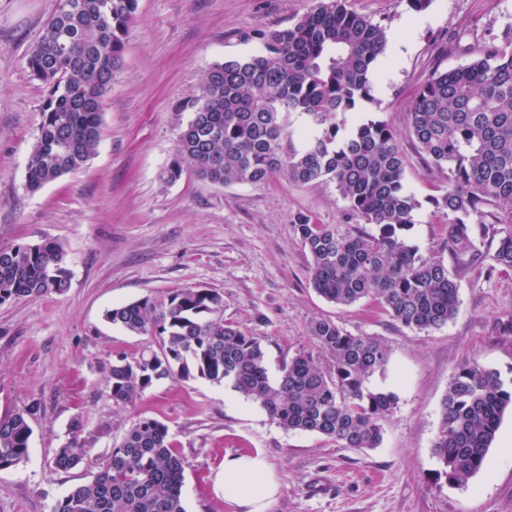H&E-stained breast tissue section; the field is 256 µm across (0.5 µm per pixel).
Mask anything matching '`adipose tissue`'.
<instances>
[{
  "instance_id": "obj_1",
  "label": "adipose tissue",
  "mask_w": 512,
  "mask_h": 512,
  "mask_svg": "<svg viewBox=\"0 0 512 512\" xmlns=\"http://www.w3.org/2000/svg\"><path fill=\"white\" fill-rule=\"evenodd\" d=\"M224 499L236 512H269L280 482L262 454L228 455L218 476Z\"/></svg>"
}]
</instances>
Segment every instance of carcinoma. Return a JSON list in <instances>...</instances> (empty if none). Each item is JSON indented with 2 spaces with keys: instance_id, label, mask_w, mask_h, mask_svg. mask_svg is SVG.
<instances>
[{
  "instance_id": "obj_1",
  "label": "carcinoma",
  "mask_w": 512,
  "mask_h": 512,
  "mask_svg": "<svg viewBox=\"0 0 512 512\" xmlns=\"http://www.w3.org/2000/svg\"><path fill=\"white\" fill-rule=\"evenodd\" d=\"M136 9L137 0H61L42 28L26 60L47 88L27 164L30 191L81 169L94 155ZM259 40V53L213 64L187 100L189 117L165 170L167 181L189 168L215 184H260L280 171L299 185L334 182L350 213L376 232L298 216L291 228L310 256L314 290L338 306L374 298L412 330L446 326L458 314L459 285L443 260L422 258L404 236L418 203L404 180L397 136L384 120L344 119L372 100L374 63L388 46L385 28L348 0H318L310 12L260 33ZM293 112L307 116L310 129L305 147L288 153L283 139ZM408 124L420 152L448 170L447 185L430 197L448 221L446 248L456 261L473 263L477 242L490 232V208L512 217V38L483 49L467 65L432 72L415 91ZM494 261L488 276L498 266L512 269V230L499 238ZM69 280L55 242L0 248L1 305L63 292ZM223 308L216 292L182 288L165 299L107 310L112 324L154 336L158 344L112 364L107 388L113 403L135 404L156 380L201 378L230 385L286 431L320 434L341 448L380 446L383 421L398 404L393 391L368 387L388 362L380 339L316 319L310 334L331 367L302 350L273 380L262 338L224 321ZM509 407L511 378L477 362L458 369L442 399L433 443L448 480L460 484L487 467ZM29 416L25 409L0 416V469L28 458ZM81 428L75 419L70 441L56 453V469L84 459ZM184 472L168 426L142 418L94 478L71 489L52 512H186Z\"/></svg>"
}]
</instances>
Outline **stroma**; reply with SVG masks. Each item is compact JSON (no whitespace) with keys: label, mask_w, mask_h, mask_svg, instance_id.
Wrapping results in <instances>:
<instances>
[{"label":"stroma","mask_w":512,"mask_h":512,"mask_svg":"<svg viewBox=\"0 0 512 512\" xmlns=\"http://www.w3.org/2000/svg\"><path fill=\"white\" fill-rule=\"evenodd\" d=\"M316 0H138L95 155L39 191L26 186L45 92L26 54L59 0H0V247L50 240L66 252L68 288L0 305V415L31 412L30 454L0 470V512H52L92 478L143 417L165 423L184 458L187 512H233L217 475L229 454L262 453L281 481L270 512H512V435L505 411L488 466L461 485L437 477L432 453L441 401L468 361L512 377V270L486 277L450 261L445 216L429 201L446 185L409 134L416 88L434 70L466 65L512 32V0H350L380 22L388 50L374 66L362 116L397 134L405 182L418 206L406 231L426 259L447 260L459 283L457 316L438 330L395 323L373 299L339 307L309 283V255L291 230L298 215L362 226L334 183L300 186L283 175L262 184H214L163 173L188 117L182 104L215 63L257 53L259 32L300 17ZM181 288L222 295L225 320L262 336L270 377L295 353L315 351L310 325L326 316L390 349L369 385L394 391L395 411L370 450L288 432L229 386L203 379L155 381L135 405L112 402L106 380L118 357L153 345L105 318L112 307L160 300ZM81 418L80 465L55 469L57 448Z\"/></svg>","instance_id":"obj_1"}]
</instances>
